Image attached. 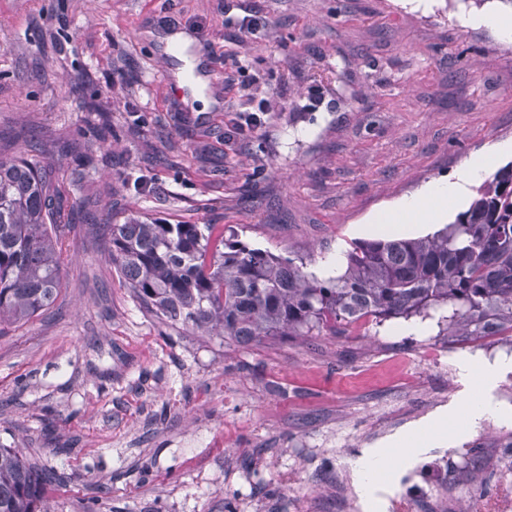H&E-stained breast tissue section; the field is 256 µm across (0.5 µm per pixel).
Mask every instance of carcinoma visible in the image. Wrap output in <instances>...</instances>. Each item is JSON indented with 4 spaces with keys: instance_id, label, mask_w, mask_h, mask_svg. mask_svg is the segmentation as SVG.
<instances>
[{
    "instance_id": "cac0c4a2",
    "label": "carcinoma",
    "mask_w": 512,
    "mask_h": 512,
    "mask_svg": "<svg viewBox=\"0 0 512 512\" xmlns=\"http://www.w3.org/2000/svg\"><path fill=\"white\" fill-rule=\"evenodd\" d=\"M64 207L38 156L0 158V326L25 323L62 286ZM122 284L172 326L247 345L341 336L370 318H438L440 336H512V163L433 233L355 242L343 271L320 278L251 247L222 224L132 218L101 224ZM43 474L0 444V512H45Z\"/></svg>"
}]
</instances>
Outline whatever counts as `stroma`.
<instances>
[{"label": "stroma", "mask_w": 512, "mask_h": 512, "mask_svg": "<svg viewBox=\"0 0 512 512\" xmlns=\"http://www.w3.org/2000/svg\"><path fill=\"white\" fill-rule=\"evenodd\" d=\"M258 11L238 43L227 14ZM505 0H0V156L40 148L77 202L62 287L39 316L0 326V444L49 474L51 512H458L500 471L486 421L426 444L362 495L357 461L440 417L495 371L512 411V338L434 331L268 339L247 346L163 323L116 272L94 221L221 224L321 272L370 220L483 146L512 162V43L472 17ZM201 24L205 57L164 49V17ZM248 71L224 80V57ZM121 81H113L114 70ZM279 95L269 127L224 143V114Z\"/></svg>", "instance_id": "stroma-1"}]
</instances>
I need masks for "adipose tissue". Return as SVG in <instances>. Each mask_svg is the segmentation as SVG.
Returning a JSON list of instances; mask_svg holds the SVG:
<instances>
[{"mask_svg": "<svg viewBox=\"0 0 512 512\" xmlns=\"http://www.w3.org/2000/svg\"><path fill=\"white\" fill-rule=\"evenodd\" d=\"M499 148L489 144L479 152L466 159L456 176L448 180L431 182L423 193L399 201L395 207L396 214L404 221H429L439 211L440 204L461 198L468 188L481 181L489 164L497 156ZM463 427V426H462ZM452 419H441L429 424L422 431L421 439L401 438L385 452H375L362 458L357 463L359 483L363 493H370L383 470L390 466L394 457L418 453L421 442H449L462 432Z\"/></svg>", "mask_w": 512, "mask_h": 512, "instance_id": "obj_1", "label": "adipose tissue"}]
</instances>
